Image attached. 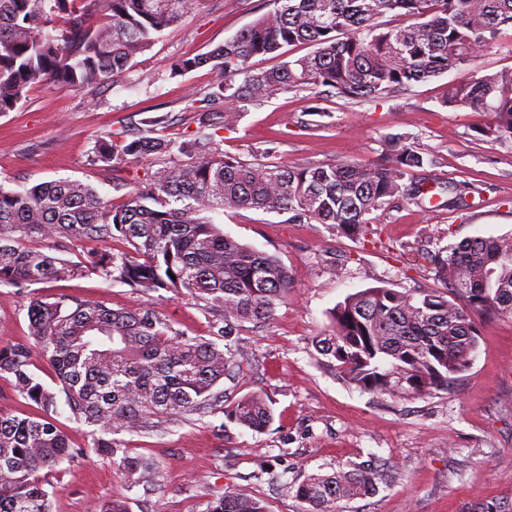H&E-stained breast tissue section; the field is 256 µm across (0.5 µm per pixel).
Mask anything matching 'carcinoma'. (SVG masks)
I'll return each mask as SVG.
<instances>
[{
	"mask_svg": "<svg viewBox=\"0 0 512 512\" xmlns=\"http://www.w3.org/2000/svg\"><path fill=\"white\" fill-rule=\"evenodd\" d=\"M103 4L108 21L88 27L77 0H0V114L14 111L29 86L98 85L134 65L165 30L201 0H85ZM276 7L205 55L182 56L171 74L208 65L218 80L195 107L196 128L182 138L155 116L143 134L118 143L105 137L90 162L131 157L158 167L115 206L81 181L62 179L22 190L0 185V286L65 281L100 273L142 291H186L217 316L215 340L184 335L152 308L114 310L61 295L31 301L29 330L56 377L45 386L29 370L32 351L17 343L0 350V375L41 410L0 416V512H50L41 472L88 456L56 424L59 395L71 416L100 435L96 454L112 461L126 484L151 483L152 458L132 457L105 434L146 431L159 419L206 409L227 423L264 432L274 421L267 396L248 392L219 406L215 386L249 365L248 351L228 343L242 323L270 318L291 288L272 254L224 234L212 214L256 210L291 224H324L348 237L394 207L422 200L433 164L404 138L388 139L384 157L369 163L336 160L288 167L265 149L252 160L220 152L215 131L236 126L273 95L308 86L348 100H374L410 89L491 47L512 26V0H275ZM404 17L388 25L381 18ZM69 26L56 32L59 18ZM313 50L290 58L284 48ZM272 55L277 65L254 71L250 60ZM446 107L493 115L478 139L512 147V71L470 77L448 86ZM119 240L127 249L91 250L77 261L28 248L32 236ZM448 293L421 295L368 288L329 311L331 329L313 339L318 362L357 388L393 398L446 390L469 368L478 348L475 318L512 315V237L474 238L422 249ZM398 464L373 458L288 486L303 512H336L344 500L389 486ZM210 512H268L258 498L227 493Z\"/></svg>",
	"mask_w": 512,
	"mask_h": 512,
	"instance_id": "carcinoma-1",
	"label": "carcinoma"
}]
</instances>
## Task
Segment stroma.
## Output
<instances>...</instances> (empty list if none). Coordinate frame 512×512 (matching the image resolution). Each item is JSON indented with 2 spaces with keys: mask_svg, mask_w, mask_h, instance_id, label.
I'll use <instances>...</instances> for the list:
<instances>
[{
  "mask_svg": "<svg viewBox=\"0 0 512 512\" xmlns=\"http://www.w3.org/2000/svg\"><path fill=\"white\" fill-rule=\"evenodd\" d=\"M273 8V0H204L116 83L32 86L15 111L0 115V185L79 180L105 200L124 203L127 183L144 179L149 165L124 164L116 173L91 165L97 140L133 138L158 115L167 116L173 136L194 130L190 99L211 92L217 77L207 66L174 77L171 63L209 52ZM510 70L512 29L505 27L470 62L408 93L355 102L314 87L290 90L220 130L218 149L247 159L268 143L273 161L290 167L371 162L385 137L402 134L431 160L420 176L467 191L470 207L451 211L402 200L361 239L255 210L214 215L225 234L279 257L291 279L272 318L245 322L238 332L254 357L250 370L217 387L231 399L262 390L274 422L261 433L228 430L215 411L162 423L154 432L117 434L130 455L159 460L156 481L126 488L111 461L96 454L64 462L47 476L52 512H98L123 494L130 512H210L227 492L263 499L269 512H302L288 483L371 455L396 460V478L375 496L339 502L337 512H473L492 499L512 500V317L478 320L480 343L469 369L449 389L409 400L357 389L323 369L312 345L329 328V310L351 294L378 286L443 291L420 245L512 234V149L477 140L488 113L441 104L449 84ZM315 106L320 114L308 115ZM118 177L123 187L115 186ZM63 294L112 309L153 308L189 337L213 333V314L188 293H143L92 273L0 286V348L27 340L31 298L51 302Z\"/></svg>",
  "mask_w": 512,
  "mask_h": 512,
  "instance_id": "35a3bbf8",
  "label": "stroma"
}]
</instances>
